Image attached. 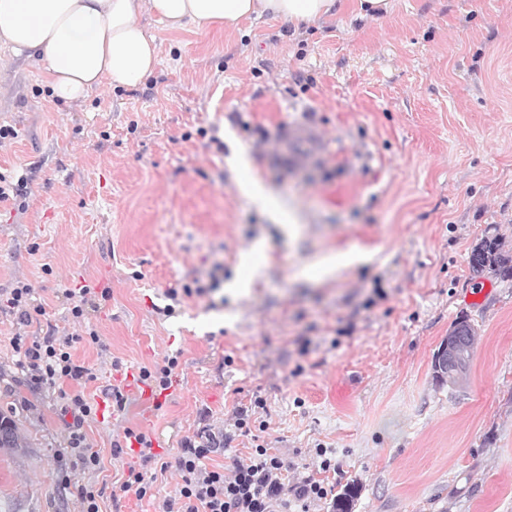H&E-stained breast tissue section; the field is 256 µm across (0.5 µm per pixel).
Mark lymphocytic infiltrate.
<instances>
[{"mask_svg":"<svg viewBox=\"0 0 512 512\" xmlns=\"http://www.w3.org/2000/svg\"><path fill=\"white\" fill-rule=\"evenodd\" d=\"M80 340V335L71 333L60 339L49 335L32 342L16 336L12 343L19 356L18 366L30 385L53 387L73 381L81 386L94 380L95 375L91 366L73 358L72 348ZM59 397L63 415L70 418L65 425L68 453L82 469H98L101 457L89 447L83 431L86 418L96 414L97 403L81 390L73 394L63 391ZM125 436L140 444V464L129 467L119 489L142 499L152 490L144 468L158 463L160 457L153 453L152 442L145 434L129 429ZM218 450L211 434L198 441L185 440L177 458L183 484L177 497L163 500L159 512H274L278 507L285 512H309L311 503L328 494L323 483L311 477L292 485L283 482L282 458L260 444L253 448L249 464L236 466L232 476H225L223 465L210 462Z\"/></svg>","mask_w":512,"mask_h":512,"instance_id":"1","label":"lymphocytic infiltrate"}]
</instances>
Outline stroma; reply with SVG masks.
<instances>
[{
  "instance_id": "1",
  "label": "stroma",
  "mask_w": 512,
  "mask_h": 512,
  "mask_svg": "<svg viewBox=\"0 0 512 512\" xmlns=\"http://www.w3.org/2000/svg\"><path fill=\"white\" fill-rule=\"evenodd\" d=\"M391 2L374 18L265 15L204 35L143 14L161 44L153 75L72 105L0 46V126L19 133L0 173L29 178L24 210L0 206V295L23 282L46 309L25 325L0 311V411L27 442L0 448V512H80L79 484L102 490L100 512H155L204 430L227 438L225 468L260 443L288 482H357L353 512H512V279L485 276L480 294L468 265L493 231L512 250V0ZM298 126L321 136L301 162L284 139ZM242 164L277 210L240 189ZM348 253L358 262L319 274ZM218 264L219 288L160 315L168 289L208 284ZM105 272L109 298L73 317L64 289ZM461 316L477 339L451 389L431 362ZM89 327L98 343L72 354L96 380L27 385L13 336ZM170 357L181 391L148 432L169 466L147 468L155 499L113 501L130 461L112 444L139 407L87 420L102 458L88 472L57 458L59 394L106 399L116 367ZM242 408L257 437L236 428Z\"/></svg>"
}]
</instances>
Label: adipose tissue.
I'll use <instances>...</instances> for the list:
<instances>
[{
    "instance_id": "ef3b65f1",
    "label": "adipose tissue",
    "mask_w": 512,
    "mask_h": 512,
    "mask_svg": "<svg viewBox=\"0 0 512 512\" xmlns=\"http://www.w3.org/2000/svg\"><path fill=\"white\" fill-rule=\"evenodd\" d=\"M388 7V0H0V43L40 59L53 96L73 104L101 86L131 87L155 72L161 46L139 23L143 13L172 31L191 25L207 33L264 14L317 22Z\"/></svg>"
}]
</instances>
